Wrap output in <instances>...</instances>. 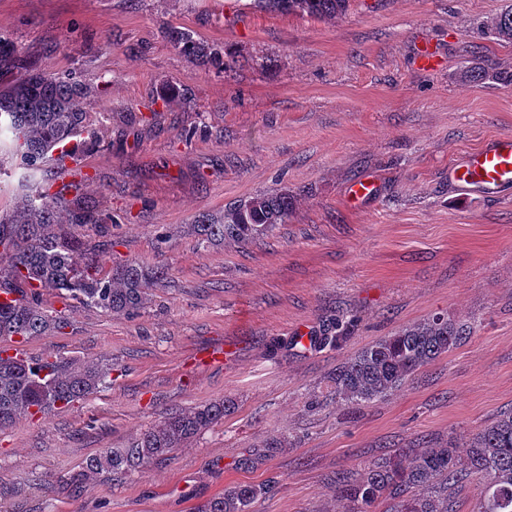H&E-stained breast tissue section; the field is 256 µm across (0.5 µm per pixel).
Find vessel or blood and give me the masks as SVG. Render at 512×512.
Segmentation results:
<instances>
[{
    "instance_id": "b4317fda",
    "label": "vessel or blood",
    "mask_w": 512,
    "mask_h": 512,
    "mask_svg": "<svg viewBox=\"0 0 512 512\" xmlns=\"http://www.w3.org/2000/svg\"><path fill=\"white\" fill-rule=\"evenodd\" d=\"M448 179L466 193L495 195L512 187V134L497 135L468 152L449 169Z\"/></svg>"
}]
</instances>
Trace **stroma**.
<instances>
[{
  "instance_id": "stroma-1",
  "label": "stroma",
  "mask_w": 512,
  "mask_h": 512,
  "mask_svg": "<svg viewBox=\"0 0 512 512\" xmlns=\"http://www.w3.org/2000/svg\"><path fill=\"white\" fill-rule=\"evenodd\" d=\"M510 10L353 0L316 19L256 0H0V34L41 70L100 81L82 103L98 141L86 193L108 220L81 236L103 269L168 272L134 315L44 292L68 325L24 350L102 363L112 382L0 430V512H194L236 484L268 486L253 512H336L337 476L463 444L512 409V189L465 194L448 180L467 152L512 133V42L493 32ZM171 28L237 66L179 54ZM168 88L183 100L158 102ZM364 176L378 194L350 203ZM39 179L0 155V211ZM284 191L292 213L269 235L198 248L199 216ZM346 311L357 321L341 344H300ZM437 313L480 327L385 400H331L346 359ZM223 398L234 410L167 461L65 484L170 411ZM274 436L286 447H267Z\"/></svg>"
}]
</instances>
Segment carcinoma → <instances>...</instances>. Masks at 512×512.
I'll return each mask as SVG.
<instances>
[{
  "mask_svg": "<svg viewBox=\"0 0 512 512\" xmlns=\"http://www.w3.org/2000/svg\"><path fill=\"white\" fill-rule=\"evenodd\" d=\"M288 13L317 18L340 15L350 0H258ZM167 39L180 54L203 66L222 71L234 57L172 28ZM0 142H9L28 171L42 170L54 152L72 155L75 140L90 148L88 115L79 101L98 87L83 73L47 74L37 69L12 39L0 36ZM51 173L32 185L15 210L0 214V294L15 298L0 301V340H26L64 328L61 316L42 308L43 291L52 290L64 302L106 313L131 314L143 308L151 282L166 275L162 268L147 269L135 261L102 271L93 258L95 248L82 240L76 228L100 224L103 218L87 199L89 176L75 179L53 192ZM293 196L286 192L263 194L225 211L222 218L206 216L193 225L198 244L206 248L226 239L247 242L272 232L288 221ZM472 322L436 314L382 337L347 359L330 376L336 401L360 406L385 399L417 371L471 336ZM109 372L90 361L60 358L34 359L18 351L0 356V430L23 416L45 414L97 392ZM228 399L172 411L150 425L127 448H106L89 457L70 476L79 488L101 474L132 472L167 459L195 437L224 420ZM477 476L483 482L477 512H512V410L471 434L461 455L453 443L439 448H407L381 458L354 480L336 482L337 512H377L382 501L393 500L388 512H450L448 487ZM266 492L263 486L240 484L196 507V512H251V505Z\"/></svg>",
  "mask_w": 512,
  "mask_h": 512,
  "instance_id": "1",
  "label": "carcinoma"
}]
</instances>
